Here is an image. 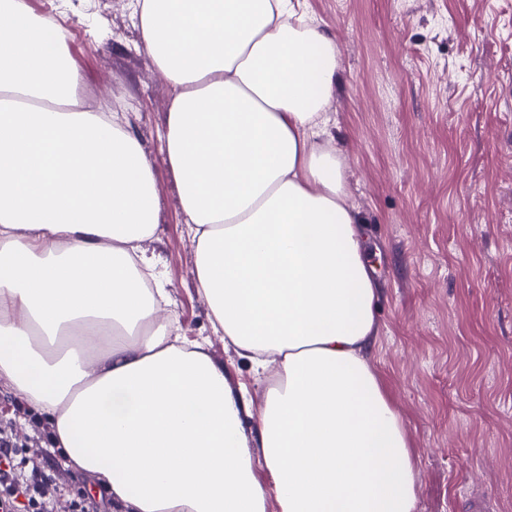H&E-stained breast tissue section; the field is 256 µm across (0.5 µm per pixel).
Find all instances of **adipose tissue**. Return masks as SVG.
<instances>
[{
  "mask_svg": "<svg viewBox=\"0 0 512 512\" xmlns=\"http://www.w3.org/2000/svg\"><path fill=\"white\" fill-rule=\"evenodd\" d=\"M172 86L162 152L214 333L266 377L245 390L161 316L141 244L152 161L124 113L85 109L56 19L0 0V380L66 467L128 512H416L402 416L368 361L380 287L323 149L336 44L301 0H138Z\"/></svg>",
  "mask_w": 512,
  "mask_h": 512,
  "instance_id": "ef3b65f1",
  "label": "adipose tissue"
}]
</instances>
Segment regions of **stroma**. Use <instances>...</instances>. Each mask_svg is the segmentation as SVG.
<instances>
[{"label":"stroma","instance_id":"stroma-1","mask_svg":"<svg viewBox=\"0 0 512 512\" xmlns=\"http://www.w3.org/2000/svg\"><path fill=\"white\" fill-rule=\"evenodd\" d=\"M132 0H55L84 92L124 103L155 166L160 233L143 249L165 314L207 339L256 440L265 386L214 334L176 179L162 156L171 87L142 47ZM336 42L327 146L345 157L347 205L364 221L381 285L371 362L400 411L417 469V512H463V496L512 512V0H305ZM0 466L33 468L56 512H118L64 465L50 424L0 385Z\"/></svg>","mask_w":512,"mask_h":512}]
</instances>
